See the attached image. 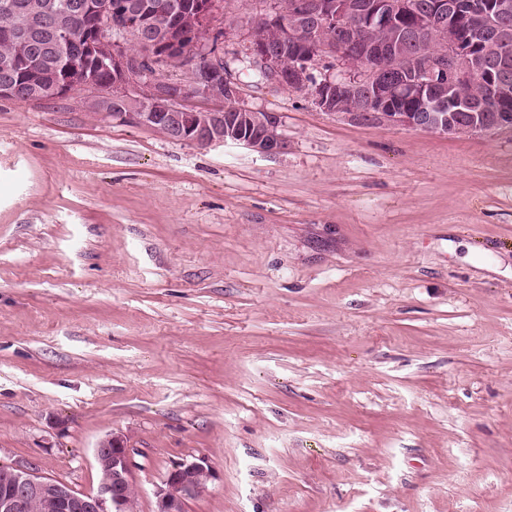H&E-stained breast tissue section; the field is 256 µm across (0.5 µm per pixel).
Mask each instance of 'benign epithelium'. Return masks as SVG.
<instances>
[{
	"label": "benign epithelium",
	"instance_id": "1",
	"mask_svg": "<svg viewBox=\"0 0 512 512\" xmlns=\"http://www.w3.org/2000/svg\"><path fill=\"white\" fill-rule=\"evenodd\" d=\"M325 0H300L296 3L302 21L300 34L313 38L327 26L336 27V44L327 47L338 58L344 76H326L311 84L310 63L290 62L298 38L290 36L275 43L250 37L247 52L254 65L270 76L276 88L306 90L313 88L315 104L331 115L371 114L391 126L456 135L512 131V61L506 57L487 58L473 52L456 34L445 28L446 49L435 55L407 52L420 29L429 21L445 18L455 9L452 0H434L419 15L417 24L407 29L401 41L392 42L373 36L389 29L385 13H371L358 0H347L336 15H331ZM209 0L203 10H193L185 17L186 26L197 30L218 10ZM73 11L96 13L100 22L93 29H83L78 38L71 29L59 27L55 37L74 47V55L87 65L100 67L110 75V82L98 86L90 78L76 82L56 80L48 86H31L26 100L47 102L74 94L82 88L97 92L90 102L98 115L123 124L158 129L174 141L207 147L228 140L242 143L261 153L274 155L287 148L280 133L281 117L276 112H247L235 117L216 110L194 111L183 107L188 97L208 99L218 104L236 102L238 81L224 70V54L212 41L195 40L196 52L180 47L181 39L160 25L146 27L134 9L123 4L97 0H77ZM500 20L490 22L486 15L475 17L484 37L483 44L512 42V26L506 21L512 4H495ZM137 37L143 52L128 49L126 40ZM165 44L177 52L173 60L190 75V86L177 93L156 79L140 85L134 74L144 71L152 47ZM457 86L471 88L472 97L463 104V114L430 112L422 105L428 89L443 91ZM95 462L105 469V476L93 493H81L65 483L38 476L33 461L24 466L0 470V512H35L43 507L51 512H137V495L130 473V449L119 435L102 440L94 453ZM215 479L212 466L203 458L181 463L167 475L155 493V512H184L188 499L195 497Z\"/></svg>",
	"mask_w": 512,
	"mask_h": 512
}]
</instances>
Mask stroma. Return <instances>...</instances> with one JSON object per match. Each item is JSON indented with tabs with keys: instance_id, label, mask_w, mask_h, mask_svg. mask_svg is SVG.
I'll list each match as a JSON object with an SVG mask.
<instances>
[{
	"instance_id": "stroma-1",
	"label": "stroma",
	"mask_w": 512,
	"mask_h": 512,
	"mask_svg": "<svg viewBox=\"0 0 512 512\" xmlns=\"http://www.w3.org/2000/svg\"><path fill=\"white\" fill-rule=\"evenodd\" d=\"M0 98V465L138 512H512V133L443 136L240 77L285 152ZM214 479L215 472L205 459L180 463L157 488L155 512H184L187 500L207 489Z\"/></svg>"
}]
</instances>
